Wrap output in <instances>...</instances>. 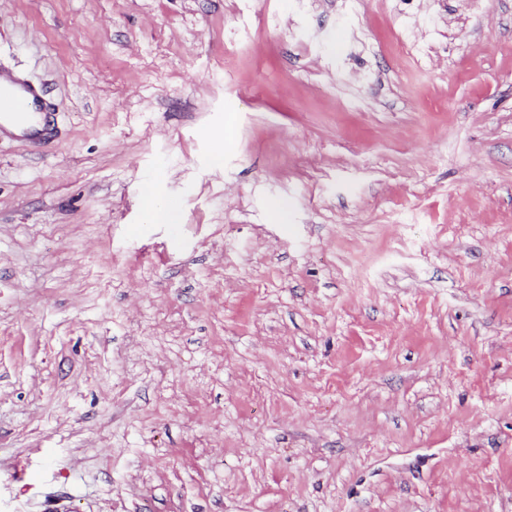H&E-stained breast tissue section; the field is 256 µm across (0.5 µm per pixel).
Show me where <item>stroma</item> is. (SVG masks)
Segmentation results:
<instances>
[{"mask_svg": "<svg viewBox=\"0 0 512 512\" xmlns=\"http://www.w3.org/2000/svg\"><path fill=\"white\" fill-rule=\"evenodd\" d=\"M1 67L0 512H512V0H0ZM5 74L0 71V132L4 129L3 124L10 123L16 127L20 134L18 135L23 140L29 142L33 146L41 145L48 139L52 133L51 124L49 120L50 112H43L45 114V122L40 129H35L26 117V114L19 112L24 109L28 99H32L34 103H40L43 107L42 99L38 91L31 85L20 82L14 79L10 74L5 77ZM6 78L13 84H22L24 96H19L10 88L6 87L2 81Z\"/></svg>", "mask_w": 512, "mask_h": 512, "instance_id": "stroma-1", "label": "stroma"}]
</instances>
